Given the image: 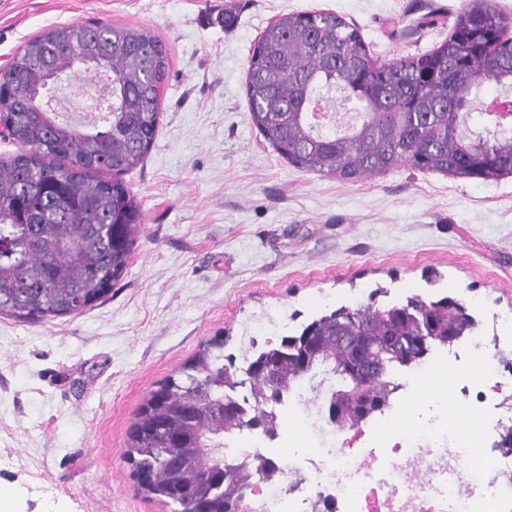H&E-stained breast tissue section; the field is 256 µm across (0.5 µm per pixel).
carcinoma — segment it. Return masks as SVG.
<instances>
[{"mask_svg": "<svg viewBox=\"0 0 512 512\" xmlns=\"http://www.w3.org/2000/svg\"><path fill=\"white\" fill-rule=\"evenodd\" d=\"M512 23L490 0H469L448 40L427 53L378 62L358 27L332 12L286 13L265 27L251 49L246 92L251 120L288 163L343 180L400 166L482 182L512 175V128L464 133L459 110L472 106L479 80L512 84ZM86 50H99L112 74L113 110L105 127L80 129L55 112L37 111L58 79ZM170 69L166 44L151 30L90 22L51 25L27 40L0 69V117L19 150L0 157V315L18 322L78 314L107 300L131 260L141 212L121 178L143 163L160 116V91ZM339 88L361 119L344 135L309 121L322 90ZM382 288L355 308L341 305L292 335L245 358L247 368L274 357L276 390L259 397L261 382L241 375L225 341L200 348L175 374L146 394L128 431L125 456L138 488L173 512H237L253 479L271 476L268 461L224 465V441L256 428L275 432L272 405L310 374L330 373L344 391L361 392L337 408L334 426H360L389 407L399 389L397 368L431 352L415 338L435 335L450 346L472 335L478 321L451 296L419 295L393 318L378 310ZM405 341L385 365L366 366L370 351L390 338ZM317 348L300 361L310 340ZM248 394L239 397V388ZM228 397L232 413L215 408Z\"/></svg>", "mask_w": 512, "mask_h": 512, "instance_id": "1", "label": "carcinoma"}]
</instances>
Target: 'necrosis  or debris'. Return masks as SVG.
Masks as SVG:
<instances>
[{
  "mask_svg": "<svg viewBox=\"0 0 512 512\" xmlns=\"http://www.w3.org/2000/svg\"><path fill=\"white\" fill-rule=\"evenodd\" d=\"M471 359L483 374L464 373L445 355L414 371L419 379L453 376L464 425L452 432L438 419L406 430L393 408L368 427L338 430L295 388L275 412L280 430L296 420L309 426L305 446L285 459L279 438L259 433L239 442L240 461L259 457L281 469L254 479L252 512H512V451L496 445L512 422V361L489 365L479 346ZM290 473L300 478L293 490Z\"/></svg>",
  "mask_w": 512,
  "mask_h": 512,
  "instance_id": "1",
  "label": "necrosis or debris"
}]
</instances>
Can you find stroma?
Instances as JSON below:
<instances>
[{
	"label": "stroma",
	"instance_id": "35a3bbf8",
	"mask_svg": "<svg viewBox=\"0 0 512 512\" xmlns=\"http://www.w3.org/2000/svg\"><path fill=\"white\" fill-rule=\"evenodd\" d=\"M468 0H0V68L43 28L89 19L168 46L159 132L123 179L143 230L124 277L81 315L0 316V490L12 512H171L131 476L145 395L201 344L293 333L330 305L418 294L473 305L488 353L512 316V175L490 183L410 167L345 181L267 144L246 97L249 53L284 13L326 11L373 59L447 39ZM231 24H224L225 14Z\"/></svg>",
	"mask_w": 512,
	"mask_h": 512
}]
</instances>
